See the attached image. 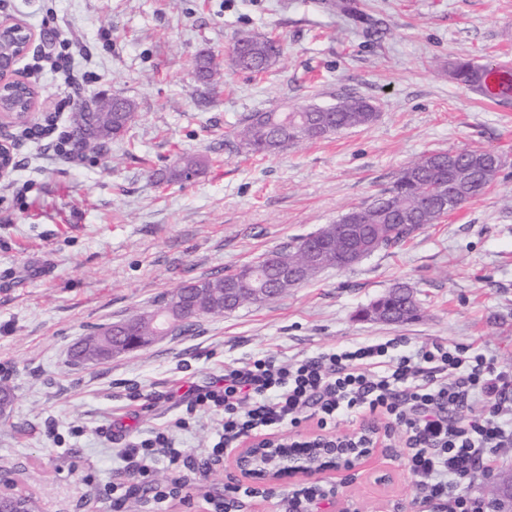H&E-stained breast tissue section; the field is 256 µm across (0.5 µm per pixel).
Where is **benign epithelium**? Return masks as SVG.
<instances>
[{
    "label": "benign epithelium",
    "mask_w": 512,
    "mask_h": 512,
    "mask_svg": "<svg viewBox=\"0 0 512 512\" xmlns=\"http://www.w3.org/2000/svg\"><path fill=\"white\" fill-rule=\"evenodd\" d=\"M11 42L12 49L5 53L0 50V180L14 169V146L3 134V130L16 126L13 112L8 109L12 94L23 80L17 78L16 65L26 56L36 40V34L25 24L11 18L0 19V40ZM354 218L343 215L338 223L343 225L344 246L342 259L355 261L375 245L369 238L360 235ZM186 311L177 303L170 304L157 313L154 323L157 332L163 334L174 322V317L183 316ZM118 344L110 347L112 351L133 352L145 347L142 339L136 336L119 334ZM300 441L313 451V454L294 457L287 454L286 448ZM382 433L369 428L335 435L321 430H309L305 433L288 434L286 432L259 435L245 441L231 455V467L243 478L262 480L274 484L286 476L293 481L306 482L328 471L341 473L347 468H356L367 461L379 447ZM494 487L499 489L498 500L503 512H512V471L493 475ZM23 494L15 491L13 482L0 478V512H21L18 508H4V504L17 503Z\"/></svg>",
    "instance_id": "1"
}]
</instances>
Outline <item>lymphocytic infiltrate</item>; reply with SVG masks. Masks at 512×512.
Instances as JSON below:
<instances>
[{
    "instance_id": "f902f5d3",
    "label": "lymphocytic infiltrate",
    "mask_w": 512,
    "mask_h": 512,
    "mask_svg": "<svg viewBox=\"0 0 512 512\" xmlns=\"http://www.w3.org/2000/svg\"><path fill=\"white\" fill-rule=\"evenodd\" d=\"M398 338L322 351L289 362L267 354L228 364L210 385L193 390L186 412H222L220 430L196 466L206 471L251 437L302 421L324 429L341 420L376 416L406 435L404 465L416 479L414 504L440 512H491L483 498L467 495L474 475L489 470L497 450L512 445V367L473 346L439 343L403 350ZM185 417L153 429L147 438L116 451L138 486L112 487L113 512H123L135 492H149L159 461L178 465L176 434Z\"/></svg>"
}]
</instances>
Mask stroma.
Here are the masks:
<instances>
[{"instance_id": "obj_1", "label": "stroma", "mask_w": 512, "mask_h": 512, "mask_svg": "<svg viewBox=\"0 0 512 512\" xmlns=\"http://www.w3.org/2000/svg\"><path fill=\"white\" fill-rule=\"evenodd\" d=\"M38 37L20 70L50 51L61 23L91 57L85 96L122 95L130 127L101 154L58 157L11 128L19 164L0 181V477L37 497L42 512H112V486L128 481L115 430L144 433L179 417L189 385L266 353L288 360L377 338L472 345L512 366V100L457 84L459 58L512 68V0H0V17ZM279 39L267 72L225 68L206 86L195 59L223 62L240 36ZM32 126L70 125L60 74L31 77ZM370 98L366 127L248 156L229 141L248 113ZM488 148L505 164L481 197L425 226L405 244L346 270L328 268L278 298L98 364H76L94 328L149 311L182 286L221 276L370 201L421 154ZM203 160L187 181L168 175L178 156ZM412 286L419 316L400 324L362 317L396 283ZM404 432H390L370 469L390 484L353 477L338 503L359 512H418L402 464ZM184 489L167 512L224 502L228 461Z\"/></svg>"}]
</instances>
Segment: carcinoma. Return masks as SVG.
<instances>
[{
	"label": "carcinoma",
	"instance_id": "carcinoma-1",
	"mask_svg": "<svg viewBox=\"0 0 512 512\" xmlns=\"http://www.w3.org/2000/svg\"><path fill=\"white\" fill-rule=\"evenodd\" d=\"M240 57L229 56V63L235 69L261 74L271 68L282 54L279 42L272 37L243 35ZM195 72L198 80L209 84L219 75V67L212 55L202 53L196 57ZM449 76L458 84L480 94L482 97L507 101L512 99V70H505L492 62L475 63L457 60L448 67ZM83 122L78 129L70 130L73 145H82L91 151H102L109 142L127 130L134 119L136 104L128 99L123 112H94L82 107ZM377 118L376 106L367 98L346 96L331 112H320L305 104L291 110H266L251 112L238 123L230 133L232 143L239 152L258 155H272L282 149L322 139L340 130L363 127ZM454 160L453 176L459 186L456 207L482 195L499 176L486 150L469 149L458 152L426 153L409 162L388 188L383 189L369 203L353 207L357 224L377 239L375 250L388 249L405 243L414 231H395V224H436L445 216L439 202L432 196V187L441 176L448 173V160ZM201 170V162L192 155H181L175 161L169 179L188 180ZM328 236L323 238L326 266L339 270L354 266L336 254L343 247L336 239V225L324 227ZM308 237L292 240L275 250L267 252L257 260L245 264L222 277L205 278L191 282L175 294L183 297L195 307L191 317L224 314V288L228 283L253 275L254 287L263 288L274 282L279 271L300 261V252L306 246ZM124 321L132 324L134 335L150 336L154 326L146 311H136ZM80 352L92 357L108 359L112 353L108 332L99 331L98 337H88Z\"/></svg>",
	"mask_w": 512,
	"mask_h": 512
}]
</instances>
